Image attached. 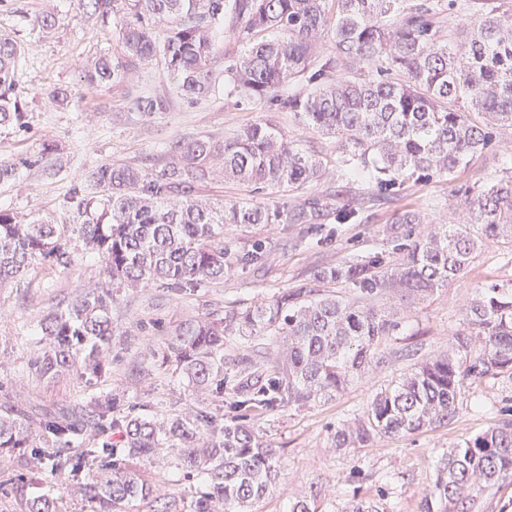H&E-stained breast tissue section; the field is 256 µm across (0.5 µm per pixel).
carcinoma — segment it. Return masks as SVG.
Wrapping results in <instances>:
<instances>
[{
    "label": "carcinoma",
    "instance_id": "cac0c4a2",
    "mask_svg": "<svg viewBox=\"0 0 512 512\" xmlns=\"http://www.w3.org/2000/svg\"><path fill=\"white\" fill-rule=\"evenodd\" d=\"M78 10L116 20L124 54L101 55L83 73L88 86L122 83L138 62L163 59L182 96L214 91L210 67L215 32L231 15L233 38L247 45L226 70L228 92L266 110H288L305 125L336 139V158L310 153L271 122H258L217 143L201 138L169 146L172 161L158 175L112 163L100 166L74 192L70 224L51 214L24 223L0 208V286L47 262L70 263L72 239L96 251L103 276L65 296L41 320L40 351L32 377L51 381L76 375L92 385L110 374L112 305L125 288L161 285L194 292L262 259L257 246L224 243V225L309 223L322 208L288 215L279 205L211 204L195 186L222 169L224 178L257 189L296 192L318 182L333 163L368 170L387 188L436 174L453 180L493 146L498 129L512 127V12L492 6L448 35L433 18L439 3L413 0H77ZM330 37L334 54L315 56ZM23 44L0 33V132L27 127L16 91ZM399 71L407 80L379 78ZM290 84L301 88L285 92ZM136 109L152 116L167 100L138 96ZM59 171V147L43 142L36 156L0 160V185L19 167ZM464 219L433 224L424 234L418 210L398 214L386 234L391 256L375 254L322 266L311 280L267 300L230 305L205 318L185 319L171 332L159 364L180 373L200 393L228 396L240 417L224 422V404L210 411L159 417L112 394L48 415L32 430L24 410L0 403V454L41 464L60 494L31 493L20 512H65L64 494L80 495L91 512H123L131 502L148 512H182L161 495L133 460L174 448V466L195 488L190 512H249L278 475L279 454L249 418L336 399L379 362L382 340L398 316L464 273L486 241L512 247V170L494 181L457 191ZM350 289L343 297L329 288ZM393 305L379 308L382 298ZM467 328L446 352H437L395 384L377 392L366 420L330 428L335 448L365 447L375 437H396L441 426L457 414L465 371L512 380V289L488 285L466 311ZM275 336L271 352L224 356V341ZM121 434V447L112 432ZM512 478V421L464 439L441 457L432 491L419 512H470V495ZM288 512H323L314 489L289 503ZM340 512H387L359 499Z\"/></svg>",
    "mask_w": 512,
    "mask_h": 512
}]
</instances>
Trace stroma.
Wrapping results in <instances>:
<instances>
[{
    "label": "stroma",
    "mask_w": 512,
    "mask_h": 512,
    "mask_svg": "<svg viewBox=\"0 0 512 512\" xmlns=\"http://www.w3.org/2000/svg\"><path fill=\"white\" fill-rule=\"evenodd\" d=\"M47 11L58 17L57 27L49 33L35 23ZM1 28L28 47L18 84L29 125L0 136V160L32 154L47 140L63 150L64 168L59 174L23 169L11 184L0 188V206L18 214L49 211L58 221L71 222L69 199L99 166L118 161L154 174L171 159L166 145L188 137L220 142L265 116L305 148L328 155L335 151L334 140L304 127L293 113L275 110L264 115L228 95L224 70L244 50L228 33H217L214 39V93L192 103L177 92L159 60L134 68L129 81L86 88L81 76L87 62L102 54L120 55L122 48L112 36L111 25L80 14L73 0H0ZM58 88L69 91L68 101L52 99ZM143 94L166 98L167 111L151 119L142 116L133 101ZM510 165L512 128L506 126L499 130L495 145L477 156L456 181L434 176L407 182L385 195L367 175L350 176L339 169L310 190L290 195L220 179L200 184L197 197L215 203H276L294 212L324 201L331 215L318 228L274 224L226 231L225 239L235 243L260 242L266 256L262 263L226 276L208 292L175 295L162 287L124 290L112 308L118 331L112 343V372L97 388L72 376L40 382L28 372L39 349L41 318L59 298L101 277L100 257L82 242L71 241L70 265L35 267L0 290V306L5 309L0 315V402L8 399L23 407L35 427L46 412L86 401L99 390L123 394L128 403L150 406L160 415L206 407L214 402V394L197 395L180 374L157 367L158 354L174 324L227 305L259 302L307 281L315 267L384 252V230L401 211L416 209L434 222L460 219L455 185L494 179ZM342 209L353 213L345 224L333 217ZM297 239L302 242L298 248L293 245ZM491 282L512 289V250L492 241L484 243L463 275L418 304L399 330L383 339V361L366 378L353 381L331 402L252 417L251 425L279 448L281 458L277 478L267 495L254 504L253 512H287L289 501L314 486L320 490L324 512H340L357 496L377 495L383 497L388 512H418L420 500L433 486L443 452L496 422L512 420V380L492 375L465 378L458 412L448 424L403 437H381L367 448L332 449L327 429L363 417L376 390L448 348L465 323L467 303Z\"/></svg>",
    "instance_id": "35a3bbf8"
}]
</instances>
